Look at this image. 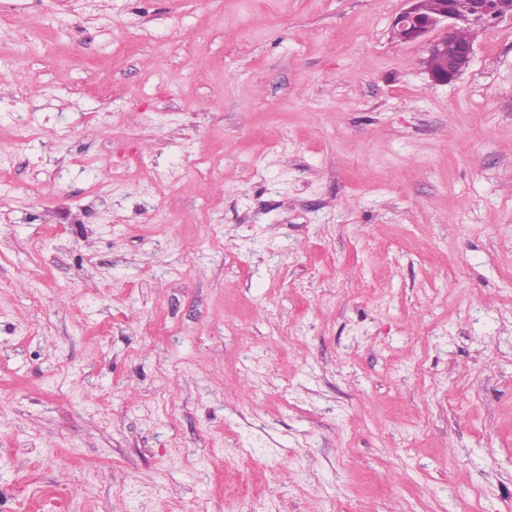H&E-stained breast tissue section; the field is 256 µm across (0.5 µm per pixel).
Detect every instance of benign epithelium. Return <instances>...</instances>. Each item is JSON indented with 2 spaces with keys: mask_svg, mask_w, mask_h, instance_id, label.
<instances>
[{
  "mask_svg": "<svg viewBox=\"0 0 512 512\" xmlns=\"http://www.w3.org/2000/svg\"><path fill=\"white\" fill-rule=\"evenodd\" d=\"M404 2L393 27L403 40L425 43L424 64L430 77L441 83L455 79L473 59V44L455 37L460 24H491L512 18V0H472L471 12L465 18L458 15L455 0H435L429 12L424 8L425 0Z\"/></svg>",
  "mask_w": 512,
  "mask_h": 512,
  "instance_id": "7a95c632",
  "label": "benign epithelium"
}]
</instances>
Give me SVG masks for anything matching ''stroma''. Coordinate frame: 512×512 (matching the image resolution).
<instances>
[{
    "mask_svg": "<svg viewBox=\"0 0 512 512\" xmlns=\"http://www.w3.org/2000/svg\"><path fill=\"white\" fill-rule=\"evenodd\" d=\"M404 6L0 0V512H512V19ZM427 0H404L406 7L396 16L393 27L405 41H423L426 45L424 64L430 77L448 83L467 69L473 59L470 24H491L512 18V0H434V8L427 12ZM456 4V11L455 9ZM435 37H430L434 31ZM458 30V31H457ZM462 41L456 39L455 34Z\"/></svg>",
    "mask_w": 512,
    "mask_h": 512,
    "instance_id": "stroma-1",
    "label": "stroma"
}]
</instances>
